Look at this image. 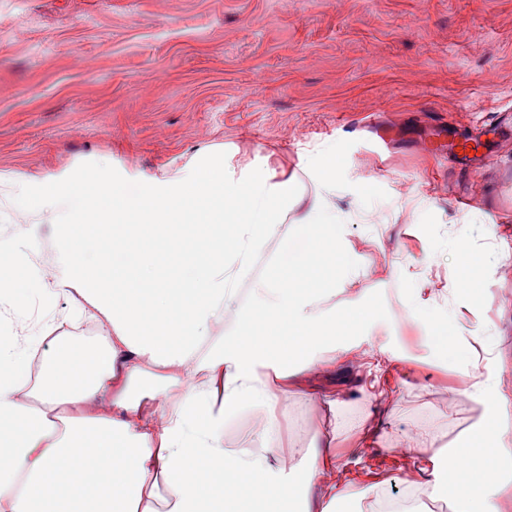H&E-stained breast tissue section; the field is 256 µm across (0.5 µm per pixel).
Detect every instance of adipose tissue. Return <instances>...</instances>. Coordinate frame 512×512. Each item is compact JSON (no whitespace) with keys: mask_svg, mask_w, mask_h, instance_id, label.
Instances as JSON below:
<instances>
[{"mask_svg":"<svg viewBox=\"0 0 512 512\" xmlns=\"http://www.w3.org/2000/svg\"><path fill=\"white\" fill-rule=\"evenodd\" d=\"M303 169L317 186L305 204L293 179L262 167L234 175L220 154L134 198L101 172L75 196L68 181L50 183L44 208L71 205L49 243L30 244L29 285L79 295L106 343L89 369L57 350L35 394L23 351L0 348V512H335L351 488L335 453L309 452L298 486L271 446L275 388L319 377L308 352L356 322L357 310L320 305L357 273L345 226L376 215L336 205L332 152ZM273 239L286 256L278 277L257 282L255 305L225 334L238 283ZM490 389L465 448L430 461L425 436L402 442L408 483L459 512L512 501V390ZM238 406L255 410V439L228 448L224 416Z\"/></svg>","mask_w":512,"mask_h":512,"instance_id":"1","label":"adipose tissue"}]
</instances>
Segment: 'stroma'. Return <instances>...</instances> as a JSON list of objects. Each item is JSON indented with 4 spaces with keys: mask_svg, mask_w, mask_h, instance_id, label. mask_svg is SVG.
I'll return each mask as SVG.
<instances>
[{
    "mask_svg": "<svg viewBox=\"0 0 512 512\" xmlns=\"http://www.w3.org/2000/svg\"><path fill=\"white\" fill-rule=\"evenodd\" d=\"M474 123L495 130L467 160L432 149V130ZM206 148L238 172L295 176L308 197L301 160L334 151L337 205L381 216L347 226L360 273L328 301L363 320L308 354L347 425L288 388L275 440L327 441L342 459L356 425L380 416L341 505L375 512L377 487L405 483V433L448 454L483 420L481 382L512 387V0H0V225L51 239L45 183L105 169L135 195ZM459 249L483 272L479 297L456 288ZM25 297L20 315L0 296V329L35 339V390L48 339L74 341L87 365L105 338L95 320L61 323L73 298ZM447 316L443 352L430 336ZM370 344L383 357L355 364L349 350Z\"/></svg>",
    "mask_w": 512,
    "mask_h": 512,
    "instance_id": "35a3bbf8",
    "label": "stroma"
}]
</instances>
